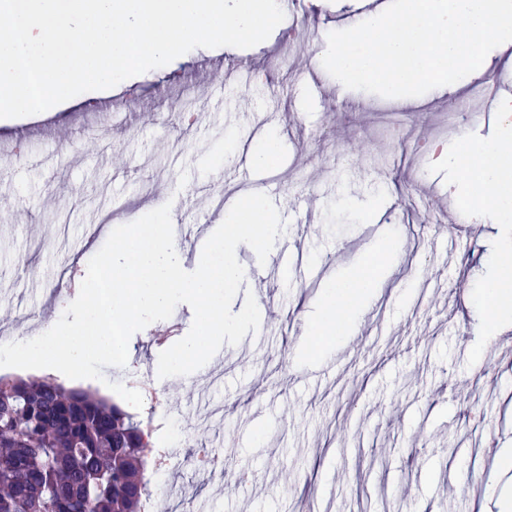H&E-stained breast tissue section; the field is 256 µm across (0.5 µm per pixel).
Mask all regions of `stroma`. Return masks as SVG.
I'll list each match as a JSON object with an SVG mask.
<instances>
[{
	"label": "stroma",
	"instance_id": "35a3bbf8",
	"mask_svg": "<svg viewBox=\"0 0 512 512\" xmlns=\"http://www.w3.org/2000/svg\"><path fill=\"white\" fill-rule=\"evenodd\" d=\"M390 0H279L284 20L247 49L197 47L164 68L88 91L36 115L0 121V329L6 341L37 335L74 299L70 277L112 230L170 204L194 262L193 217L220 225V198L250 179L285 223L283 245L298 270L259 263L241 246L245 291L266 309L263 330L223 345L186 376L159 380L160 353L191 328V307L135 333L125 367L80 389L120 403L108 382L148 379L159 400L139 417L167 421L157 447L170 462L167 512H494L502 489L495 458L512 448V321L483 346L480 290L504 229L485 219L456 226L467 211L451 201L452 176L430 139L448 147L451 102L471 84L418 97L386 98L338 84L313 58L328 34L383 12ZM304 44L284 51L293 30ZM401 133L390 136L391 126ZM273 161L253 162L271 128ZM403 190L388 193L391 179ZM395 245L390 275L367 297L354 330L298 360L287 338L316 311L347 268ZM218 461L202 468L200 447ZM479 480H472V472Z\"/></svg>",
	"mask_w": 512,
	"mask_h": 512
}]
</instances>
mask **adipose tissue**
Here are the masks:
<instances>
[{
    "label": "adipose tissue",
    "instance_id": "ef3b65f1",
    "mask_svg": "<svg viewBox=\"0 0 512 512\" xmlns=\"http://www.w3.org/2000/svg\"><path fill=\"white\" fill-rule=\"evenodd\" d=\"M498 111L501 121L497 139L477 143L468 131H460L442 158L455 173L449 193L479 213H492L500 223L508 224L512 222L511 96L499 100ZM372 286V277L364 269L352 271L347 279L333 284L320 310L319 332L327 336L343 333ZM484 302L490 323L512 315V241L503 247L484 285Z\"/></svg>",
    "mask_w": 512,
    "mask_h": 512
}]
</instances>
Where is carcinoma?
Listing matches in <instances>:
<instances>
[{"label": "carcinoma", "mask_w": 512, "mask_h": 512, "mask_svg": "<svg viewBox=\"0 0 512 512\" xmlns=\"http://www.w3.org/2000/svg\"><path fill=\"white\" fill-rule=\"evenodd\" d=\"M152 430L49 379H0V512H142Z\"/></svg>", "instance_id": "cac0c4a2"}]
</instances>
